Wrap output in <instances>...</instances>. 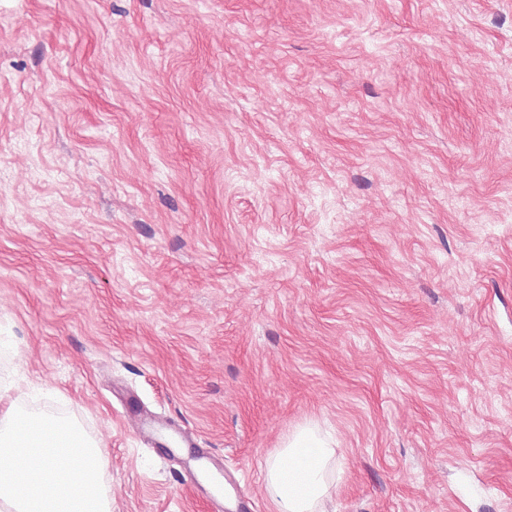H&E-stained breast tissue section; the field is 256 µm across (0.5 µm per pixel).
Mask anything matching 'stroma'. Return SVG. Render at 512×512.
Returning <instances> with one entry per match:
<instances>
[{
    "label": "stroma",
    "instance_id": "35a3bbf8",
    "mask_svg": "<svg viewBox=\"0 0 512 512\" xmlns=\"http://www.w3.org/2000/svg\"><path fill=\"white\" fill-rule=\"evenodd\" d=\"M0 385L112 512H512V0H0ZM332 438L319 426L301 428L265 461V480L275 512H319L332 484L336 455Z\"/></svg>",
    "mask_w": 512,
    "mask_h": 512
}]
</instances>
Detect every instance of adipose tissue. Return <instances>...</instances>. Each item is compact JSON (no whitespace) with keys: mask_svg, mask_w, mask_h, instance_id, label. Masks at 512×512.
Segmentation results:
<instances>
[{"mask_svg":"<svg viewBox=\"0 0 512 512\" xmlns=\"http://www.w3.org/2000/svg\"><path fill=\"white\" fill-rule=\"evenodd\" d=\"M336 455L332 438L319 426L301 428L265 461V480L275 512H319L331 486Z\"/></svg>","mask_w":512,"mask_h":512,"instance_id":"ef3b65f1","label":"adipose tissue"}]
</instances>
